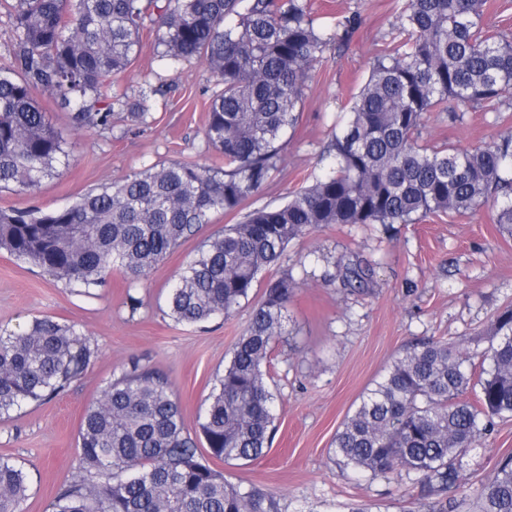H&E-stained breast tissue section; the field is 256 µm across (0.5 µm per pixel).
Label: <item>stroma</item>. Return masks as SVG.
<instances>
[{
	"mask_svg": "<svg viewBox=\"0 0 512 512\" xmlns=\"http://www.w3.org/2000/svg\"><path fill=\"white\" fill-rule=\"evenodd\" d=\"M407 0H312L320 23L359 13L361 23L341 51L327 50L305 91L303 111L279 168L249 207L284 202L323 172L320 155L337 112L369 75V62L389 44L397 13ZM153 26L117 89L137 98L145 84L167 85L148 102L156 122L145 131L76 127L68 109L44 99L70 152L59 176L32 193H0V209L51 210L89 189L145 166L177 159L221 164L203 144L209 98L217 80L199 60L164 68L155 58ZM512 131V90L497 111L475 109L462 121L428 114L424 141L432 147L471 150ZM494 212L438 213L416 224H328L290 242L287 256L258 277L248 299L224 320L197 326L168 314L167 289L202 240L236 223L237 214L216 213L199 236L177 248L151 273L132 283L113 274L107 288L86 296L43 270L0 250V326L25 328L52 316L73 323L98 351L87 373L64 393L12 412L0 421V455L30 474L24 512H47L60 487L79 466L78 430L85 408L119 377L130 359L167 375L187 431L199 437V415L217 376L224 372L239 337L267 284L292 275L285 333L273 354L269 388L275 395L276 430L267 453L253 461L210 459L232 483L274 495L282 512H353L374 504L381 512H426L420 477L371 476L334 461L333 440L362 394L392 362L422 339L458 342L473 366L490 344L497 311L512 305V237L499 233ZM360 260L369 270L367 288L343 283L345 265ZM139 299L130 309L127 296ZM512 456V419L497 420L463 459L465 486L448 490L457 512H475V489L505 457Z\"/></svg>",
	"mask_w": 512,
	"mask_h": 512,
	"instance_id": "stroma-1",
	"label": "stroma"
}]
</instances>
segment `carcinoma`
<instances>
[{
	"label": "carcinoma",
	"instance_id": "1",
	"mask_svg": "<svg viewBox=\"0 0 512 512\" xmlns=\"http://www.w3.org/2000/svg\"><path fill=\"white\" fill-rule=\"evenodd\" d=\"M484 0H409L400 41L369 63L348 117L327 146L324 177L274 207L246 209L271 178L303 109L311 71L360 24L354 12L315 23L310 0H0L15 41L0 68V191L28 193L68 165L66 143L36 92L73 110L76 125L127 131L150 125L145 102L112 92L142 49L145 20L170 68L202 59L213 93L204 144L224 167L153 164L51 210L0 209V250L89 295L116 271L146 281L218 212L240 219L201 245L167 293L175 322L228 316L288 244L327 224H416L435 213L496 208L512 235V132L474 150L429 149L425 116L460 120L512 89V37L483 24ZM368 269L344 267L361 288ZM295 288L271 282L254 308L200 430L209 454L251 461L269 448L273 394L264 370L284 334ZM97 355L76 325L34 319L0 329V419L63 393ZM487 366H466L457 344L428 340L399 355L334 438L340 465L373 476L424 475L420 497L464 482L461 460L494 419L512 418V307L495 319ZM479 387L474 401L462 398ZM79 467L51 512H280L273 495L228 482L202 462L166 376L132 360L84 411ZM29 473L0 456V512H23ZM477 512H512V457L474 490Z\"/></svg>",
	"mask_w": 512,
	"mask_h": 512
}]
</instances>
